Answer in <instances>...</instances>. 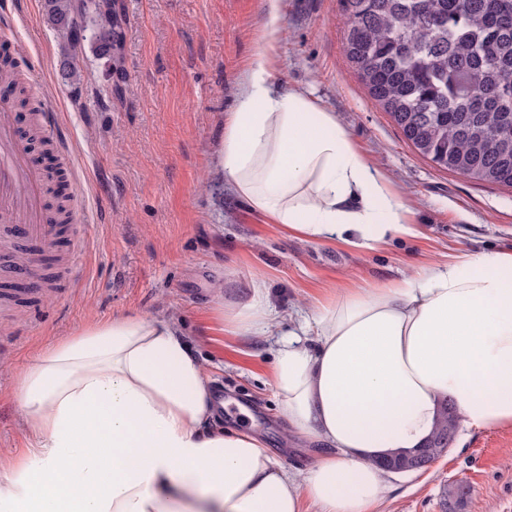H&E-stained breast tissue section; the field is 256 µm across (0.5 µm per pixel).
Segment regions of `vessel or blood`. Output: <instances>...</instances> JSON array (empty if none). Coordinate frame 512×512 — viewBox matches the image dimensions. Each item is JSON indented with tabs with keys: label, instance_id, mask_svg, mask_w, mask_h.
I'll list each match as a JSON object with an SVG mask.
<instances>
[{
	"label": "vessel or blood",
	"instance_id": "obj_1",
	"mask_svg": "<svg viewBox=\"0 0 512 512\" xmlns=\"http://www.w3.org/2000/svg\"><path fill=\"white\" fill-rule=\"evenodd\" d=\"M10 108L0 100V223L9 226L25 257L10 268L26 285L39 276L42 262L60 250L62 237L45 208L46 172L19 136Z\"/></svg>",
	"mask_w": 512,
	"mask_h": 512
}]
</instances>
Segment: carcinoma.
Listing matches in <instances>:
<instances>
[{
	"mask_svg": "<svg viewBox=\"0 0 512 512\" xmlns=\"http://www.w3.org/2000/svg\"><path fill=\"white\" fill-rule=\"evenodd\" d=\"M345 50L369 96L437 167L512 188V0H344ZM57 38L91 44L106 76L124 70L125 14L109 0H46ZM0 57V81L16 106H38ZM458 419L443 408L422 448L376 461L394 473L454 442ZM469 490L443 488V512H461Z\"/></svg>",
	"mask_w": 512,
	"mask_h": 512,
	"instance_id": "obj_1",
	"label": "carcinoma"
}]
</instances>
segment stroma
Listing matches in <instances>:
<instances>
[{
  "instance_id": "stroma-1",
  "label": "stroma",
  "mask_w": 512,
  "mask_h": 512,
  "mask_svg": "<svg viewBox=\"0 0 512 512\" xmlns=\"http://www.w3.org/2000/svg\"><path fill=\"white\" fill-rule=\"evenodd\" d=\"M123 6L126 78L109 93L102 61L90 44L56 37L45 0H0V24L13 23L21 40L8 53L21 72H34L26 86L73 155L85 220L79 276L51 261L50 287L18 292L0 270V456L29 446L13 389L31 359L88 322L139 313L173 317L225 402L247 407L246 419L226 413L222 426L245 425L284 467L305 468L317 446L292 434L280 413L274 337L226 329L221 309L246 303L257 275L285 317L425 261L512 251V188L440 169L404 138L346 56L343 0H281L278 82L335 114L421 229L377 250L297 238L232 194L212 163L235 89L262 52L265 0ZM72 55L83 68L78 85L60 70ZM386 480L376 512H442L441 491L453 481L469 488L463 512H512V424L458 428L430 467Z\"/></svg>"
}]
</instances>
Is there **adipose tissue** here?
Returning <instances> with one entry per match:
<instances>
[{
  "instance_id": "adipose-tissue-1",
  "label": "adipose tissue",
  "mask_w": 512,
  "mask_h": 512,
  "mask_svg": "<svg viewBox=\"0 0 512 512\" xmlns=\"http://www.w3.org/2000/svg\"><path fill=\"white\" fill-rule=\"evenodd\" d=\"M224 124L228 188L308 240L375 249L414 236L408 206L306 92L275 87L281 0ZM278 327L261 279L228 316ZM212 380L173 322L127 314L38 353L15 398L33 444L0 468V512H374L376 458L421 447L443 407L462 425L512 424V253H463L354 288L282 338L274 387L293 433L322 444L288 471L248 429L215 427Z\"/></svg>"
}]
</instances>
